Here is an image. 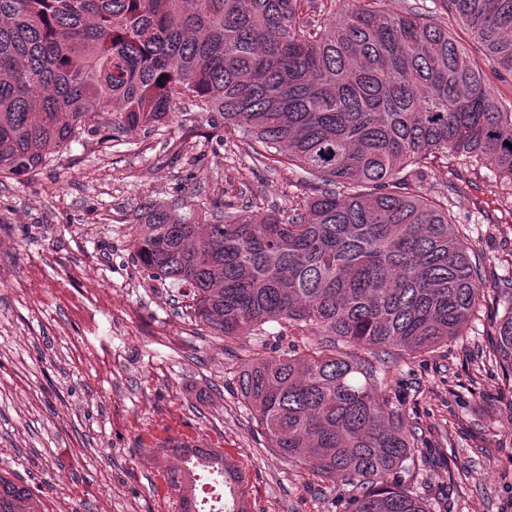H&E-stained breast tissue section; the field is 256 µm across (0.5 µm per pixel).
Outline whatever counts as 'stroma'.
<instances>
[{
	"mask_svg": "<svg viewBox=\"0 0 512 512\" xmlns=\"http://www.w3.org/2000/svg\"><path fill=\"white\" fill-rule=\"evenodd\" d=\"M381 5L447 28L512 105V76L448 0ZM319 192L297 168L266 167L246 132L210 128L186 100L159 129L89 136L37 176L0 178V270L9 278L0 285V471L39 491L48 512H180L170 459L142 451L193 442L237 466L249 512H342L354 485L282 460L238 388L257 353L300 352L307 337L275 324L232 339L202 330L181 288L136 266L127 222L150 201L195 210L218 198L225 210L256 213ZM453 210L483 260L486 300L461 336L385 366L422 449L406 481L430 512H512V394L488 357L512 232L477 217L469 196L454 197Z\"/></svg>",
	"mask_w": 512,
	"mask_h": 512,
	"instance_id": "1",
	"label": "stroma"
}]
</instances>
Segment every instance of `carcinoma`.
<instances>
[{
  "label": "carcinoma",
  "mask_w": 512,
  "mask_h": 512,
  "mask_svg": "<svg viewBox=\"0 0 512 512\" xmlns=\"http://www.w3.org/2000/svg\"><path fill=\"white\" fill-rule=\"evenodd\" d=\"M344 3L324 21L304 0H0V176L36 175L88 135L147 131L189 100L244 129L267 166L319 181L288 213L209 223L162 203L132 212V256L183 287L197 325L234 338L281 323L307 353L264 352L238 376L270 446L359 493L343 512H429L404 474L418 439L387 394L385 357L413 359L460 336L482 273L447 203L402 191L407 168H448V189L483 193L488 214L512 188V107L465 49L415 12ZM474 40L512 75V0H449ZM486 170L482 187L455 162ZM489 359L512 389V279ZM242 481L224 454L171 475L196 512L197 472ZM0 512H45L0 473Z\"/></svg>",
  "instance_id": "1"
}]
</instances>
